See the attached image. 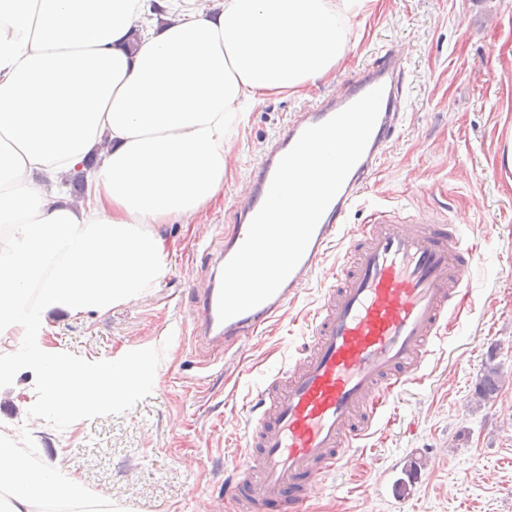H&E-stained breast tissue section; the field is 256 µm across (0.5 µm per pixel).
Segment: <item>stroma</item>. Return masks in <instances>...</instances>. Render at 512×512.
I'll return each mask as SVG.
<instances>
[{
  "label": "stroma",
  "mask_w": 512,
  "mask_h": 512,
  "mask_svg": "<svg viewBox=\"0 0 512 512\" xmlns=\"http://www.w3.org/2000/svg\"><path fill=\"white\" fill-rule=\"evenodd\" d=\"M353 25L358 44L333 78L249 113L223 199L190 223L161 227L170 255L158 284L128 304L56 314L0 342V359L13 365L0 431L22 439L38 463L74 473L125 512H232L224 473L237 460V414L296 355L338 252L327 253L281 319L238 342L229 360L193 337L195 292L256 160L290 115L340 91L394 46L407 60L405 122L370 181L369 202L441 211L468 235L485 222L495 229L479 240L468 300L423 380L395 397L389 425L351 449L345 470L316 488L307 512H512V171L501 162L512 137V0H377ZM45 348L78 365L127 359L136 385L117 405L47 417L31 361ZM491 369L499 391L483 401L475 389ZM413 460L421 476L398 494Z\"/></svg>",
  "instance_id": "1"
}]
</instances>
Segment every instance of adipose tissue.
Instances as JSON below:
<instances>
[{"label":"adipose tissue","mask_w":512,"mask_h":512,"mask_svg":"<svg viewBox=\"0 0 512 512\" xmlns=\"http://www.w3.org/2000/svg\"><path fill=\"white\" fill-rule=\"evenodd\" d=\"M370 0H0V334L103 311L168 272L159 232L224 189L248 112L327 79ZM83 173L85 194L64 182ZM43 404L67 418L122 401L125 361L39 354ZM6 512L87 501L75 477L0 439Z\"/></svg>","instance_id":"ef3b65f1"}]
</instances>
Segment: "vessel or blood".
Returning a JSON list of instances; mask_svg holds the SVG:
<instances>
[{
  "mask_svg": "<svg viewBox=\"0 0 512 512\" xmlns=\"http://www.w3.org/2000/svg\"><path fill=\"white\" fill-rule=\"evenodd\" d=\"M406 60L383 49L371 68L345 88L294 114L274 137L235 204L237 220L217 262L225 264L245 240L276 167L308 127L321 124L375 87H383L379 117L362 157L319 220L296 268L277 292L227 321L218 318V288L197 294L206 328L223 324L213 344H233L281 318L298 299L348 214L367 193L377 164L403 120ZM477 247L438 213L375 208L342 250L336 271L308 316L309 336L298 357L259 391L246 409L237 463L225 486L236 512H306L317 485L345 465L378 425L389 397L421 378L433 347L459 311L464 274Z\"/></svg>",
  "mask_w": 512,
  "mask_h": 512,
  "instance_id": "1",
  "label": "vessel or blood"
}]
</instances>
